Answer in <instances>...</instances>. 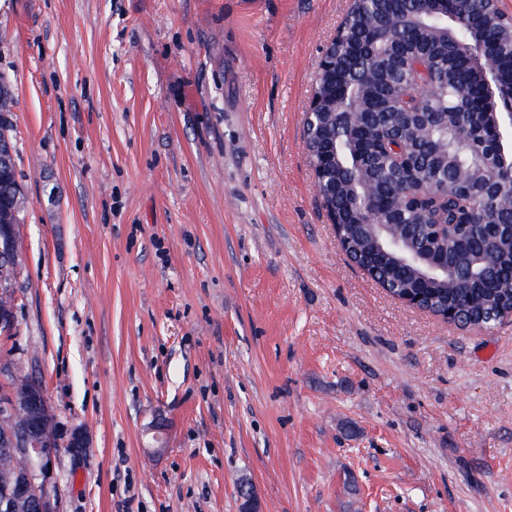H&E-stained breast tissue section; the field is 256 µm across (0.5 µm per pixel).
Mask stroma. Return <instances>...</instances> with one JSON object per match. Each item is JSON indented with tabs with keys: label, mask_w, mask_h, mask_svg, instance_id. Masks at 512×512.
Masks as SVG:
<instances>
[{
	"label": "stroma",
	"mask_w": 512,
	"mask_h": 512,
	"mask_svg": "<svg viewBox=\"0 0 512 512\" xmlns=\"http://www.w3.org/2000/svg\"><path fill=\"white\" fill-rule=\"evenodd\" d=\"M352 0H0L16 333L59 512H512V317L340 247L305 110ZM84 448L71 452L74 431ZM15 98L12 89L7 85L0 86V142H5L4 132H9L12 126V112ZM20 193L18 199L19 217L25 208L24 195L22 194L16 178L14 156L8 155L7 160L1 156L0 159V206L2 208L3 202L11 203L16 194Z\"/></svg>",
	"instance_id": "obj_1"
}]
</instances>
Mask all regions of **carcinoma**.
I'll list each match as a JSON object with an SVG mask.
<instances>
[{"label": "carcinoma", "mask_w": 512, "mask_h": 512, "mask_svg": "<svg viewBox=\"0 0 512 512\" xmlns=\"http://www.w3.org/2000/svg\"><path fill=\"white\" fill-rule=\"evenodd\" d=\"M384 8L383 0H354L336 50L358 44L365 24ZM487 23L498 31L499 80L512 83V16L500 10L498 0H486L471 25L448 29L439 16L425 15L414 41L388 31L371 49L375 86L336 99L338 110L370 102L381 106L379 112L351 113L355 130L333 126L328 112L304 122L307 149L325 145L336 152V169L326 181L336 182V224L353 259L371 267L393 298L420 292L430 313L464 308L476 318L486 317L485 328L512 306V118L498 111L495 101L486 102L480 112L463 100L464 90L476 96L484 89L485 78L466 68V55ZM444 28L447 38L440 34ZM421 78L440 87L428 107L447 118L402 133L401 114L420 104ZM14 106L12 89L0 86V142L12 126ZM406 183L410 196L385 209L383 221L349 222L344 201L359 213H370ZM19 192L14 157L1 158L0 206L16 198L24 211ZM395 239L431 261L448 264V276L427 278L418 264L400 269ZM14 279V263L0 254L1 318L13 315Z\"/></svg>", "instance_id": "1"}]
</instances>
